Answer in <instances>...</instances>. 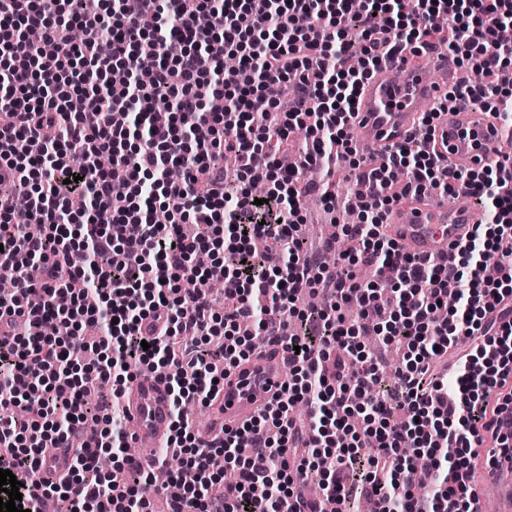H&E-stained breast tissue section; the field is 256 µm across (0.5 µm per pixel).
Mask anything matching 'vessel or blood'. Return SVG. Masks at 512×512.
<instances>
[{"label": "vessel or blood", "instance_id": "b4317fda", "mask_svg": "<svg viewBox=\"0 0 512 512\" xmlns=\"http://www.w3.org/2000/svg\"><path fill=\"white\" fill-rule=\"evenodd\" d=\"M447 58L432 67L416 63L404 54L368 79L358 98L352 134L369 155H385L392 147L419 131L422 107L435 102L444 89L437 71L447 69ZM437 148L448 151V169H477L500 158L505 137L494 113L482 109H451L436 120ZM483 214L474 196L456 193L447 197L431 192L420 200L397 205L387 217L386 231L405 251L420 259L452 265L455 246L466 237ZM287 353L280 345L270 347L259 364L236 369L224 380V389L209 407L205 419L192 430L202 443L223 437L254 417L280 390L285 380ZM124 402L133 425V441L141 448L166 447L171 436V399L164 380L141 372L128 385ZM72 464V453L60 447L46 458L45 479L53 481ZM476 485L491 488L492 499L476 497L478 512H512V458L504 456L482 469Z\"/></svg>", "mask_w": 512, "mask_h": 512}]
</instances>
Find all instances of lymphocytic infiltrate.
Here are the masks:
<instances>
[{
	"mask_svg": "<svg viewBox=\"0 0 512 512\" xmlns=\"http://www.w3.org/2000/svg\"><path fill=\"white\" fill-rule=\"evenodd\" d=\"M429 47L473 80L423 113L416 139L368 163L350 135L363 82ZM272 83L291 93L289 107L267 96ZM509 101L512 0H414L408 10L400 0H0V108L11 114L0 165L12 173L0 180V272L11 280L0 294V460L23 507L48 512L59 493L67 512H286L317 471L325 501L350 503L343 473L355 467L360 496L380 512H475L465 477L512 412V156L452 173L425 142L436 113ZM300 127L307 151L295 162L289 136ZM341 155L361 171L364 205L340 226L355 252L331 266L307 246L302 201L333 194L303 174L331 172ZM431 186L471 193L488 215L450 268L382 231L394 206ZM77 197L80 224L68 208ZM201 252L225 269L224 311ZM496 253L505 263L490 279ZM363 266L397 277L364 284ZM307 291L320 304L297 308ZM250 321L278 336L289 377L250 423L201 444L184 405H211L249 361L238 330ZM371 333L406 348L392 382L362 341ZM217 335L225 344L206 347ZM134 362L171 396L166 453L181 467L161 482L98 404L105 388L121 396ZM447 362L452 376L434 374ZM60 443L73 465L43 483L42 461ZM219 454L238 477L217 493ZM103 456L111 471L98 468Z\"/></svg>",
	"mask_w": 512,
	"mask_h": 512,
	"instance_id": "obj_1",
	"label": "lymphocytic infiltrate"
}]
</instances>
